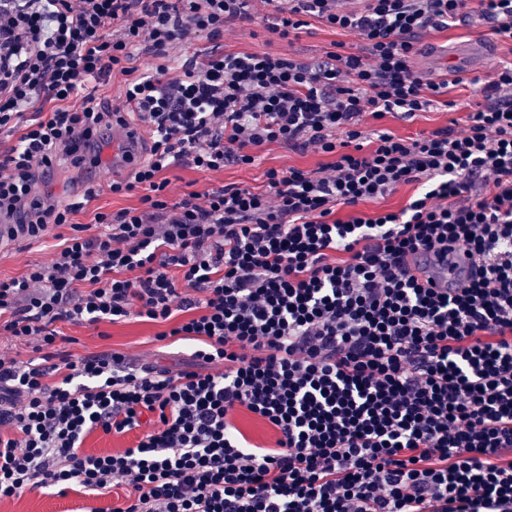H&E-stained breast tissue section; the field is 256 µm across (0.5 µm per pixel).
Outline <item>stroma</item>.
<instances>
[{
  "label": "stroma",
  "mask_w": 512,
  "mask_h": 512,
  "mask_svg": "<svg viewBox=\"0 0 512 512\" xmlns=\"http://www.w3.org/2000/svg\"><path fill=\"white\" fill-rule=\"evenodd\" d=\"M274 16L272 7L262 8L254 22L233 26L220 43L215 44L198 37L191 40L189 49L204 54L216 48L239 53H285L310 61L320 58L330 50L332 43L342 42L351 46L357 42L355 36L331 29L314 18L309 19L306 28L297 38L288 42L278 40L266 31ZM475 41L483 43L489 50L490 57L480 75L482 82H490L495 78L500 65L512 59V46L496 40L484 26L462 24L450 30L426 35L421 42L420 53L412 60V69L418 75L436 76L442 71L438 64L439 58L454 51L459 45ZM448 97L452 102L451 107L440 106L419 113L410 120L392 116L380 121L369 120L365 123V130L369 133L386 130L407 138L440 126H464L469 112L475 109L479 101L478 96L473 94L471 86L461 85L450 89ZM323 161V155L311 152L301 154L280 144L270 143L264 147L253 165L229 164L224 170L208 174L182 167L171 171L169 177L175 186L181 187L190 183L199 192L222 185L259 187L265 182L267 169L296 167L312 170L318 168ZM91 172L96 174L101 191L92 202L89 212L75 216V223H91L93 213L97 210L112 212L138 206V192L115 195L108 189L111 181L128 176L123 167L113 163L112 148L108 145L103 148L100 167L92 169L83 163L69 166L63 176L39 185L38 191L51 194L59 205H66L85 176ZM57 233V228L51 226L37 238L20 236L1 241L0 277H19L26 272L29 265L48 262L59 244ZM57 328L65 338L64 343L57 346L59 355L74 358L112 351L141 363L147 362L160 368L175 370L190 363L191 355L197 347L196 342L191 340L156 341L155 336L162 331V324L139 318L96 326L61 322ZM129 492V486L123 482L98 491L74 484L63 494L57 493L53 488H38L17 497L0 500V512H111L112 508L121 506Z\"/></svg>",
  "instance_id": "obj_1"
}]
</instances>
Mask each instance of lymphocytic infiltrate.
I'll return each instance as SVG.
<instances>
[{"label": "lymphocytic infiltrate", "mask_w": 512, "mask_h": 512, "mask_svg": "<svg viewBox=\"0 0 512 512\" xmlns=\"http://www.w3.org/2000/svg\"><path fill=\"white\" fill-rule=\"evenodd\" d=\"M0 0V215L10 237L71 226L51 259L0 278V334L41 364L0 353V500L25 490L126 482L113 512H512V63L480 85L463 128L414 138L365 120L410 119L464 80L425 79L423 37L481 21L512 43V0ZM274 5L286 39L319 19L355 35L305 62L285 54H181L223 40ZM157 58L110 105L89 83ZM45 99L51 112L30 113ZM136 117L147 160L112 193L140 205L69 216L36 194L64 158L101 162L112 126ZM325 155L315 170L269 169L263 187L174 192L170 171L251 165L264 145ZM396 212L361 204L399 186ZM349 208L339 218L338 208ZM475 261L458 288L424 287L421 251ZM193 340L172 371L104 352L55 358L56 323L129 317ZM247 411L273 428L247 442ZM158 426L136 447L82 454L93 430ZM418 191L419 188L417 185H402L384 198L361 205L360 209L369 214L379 211H399L408 204L409 200L414 197ZM236 424L251 443L270 446V442L274 439V432L269 426L245 412H241L236 417Z\"/></svg>", "instance_id": "1"}]
</instances>
